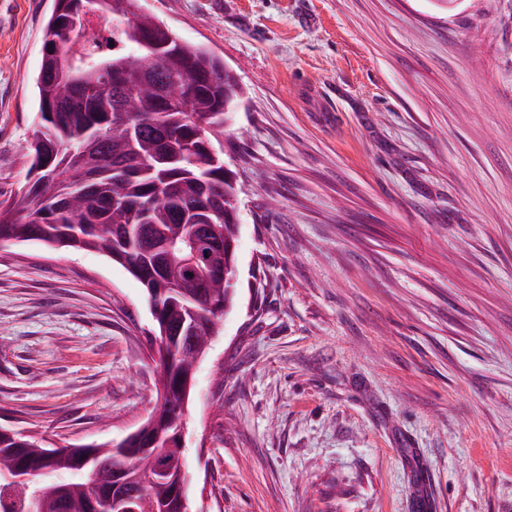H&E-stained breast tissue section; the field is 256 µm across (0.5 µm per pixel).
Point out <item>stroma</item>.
<instances>
[{
  "label": "stroma",
  "mask_w": 512,
  "mask_h": 512,
  "mask_svg": "<svg viewBox=\"0 0 512 512\" xmlns=\"http://www.w3.org/2000/svg\"><path fill=\"white\" fill-rule=\"evenodd\" d=\"M53 0H0V199ZM243 95L238 289L187 412L191 512H512V0H139ZM141 285L0 245V427L120 441L157 403Z\"/></svg>",
  "instance_id": "stroma-1"
}]
</instances>
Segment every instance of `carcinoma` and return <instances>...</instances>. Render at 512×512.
Listing matches in <instances>:
<instances>
[{"label": "carcinoma", "mask_w": 512, "mask_h": 512, "mask_svg": "<svg viewBox=\"0 0 512 512\" xmlns=\"http://www.w3.org/2000/svg\"><path fill=\"white\" fill-rule=\"evenodd\" d=\"M87 0H54L47 21L36 85L39 129L22 146L29 179L0 200V243L38 242L72 251H96L122 265L157 300L154 340L159 368L156 391L165 405L143 421L142 433H175L188 406L197 363L208 343L193 326L218 325L236 295L237 197L240 187L224 164V124L243 90L224 62L200 45L181 39L169 26L135 13L137 0H97L112 16L107 54L98 37L83 36L82 56L108 69L94 74L92 91L78 94L58 74L72 44L70 23ZM152 75L166 79L186 99L162 103L138 98L128 116L116 111L120 90ZM214 203L209 220L223 232L216 245L199 240L201 271L181 257L190 248L188 228L200 222L194 204ZM9 458L32 479L12 481L0 472L21 512H119L112 483L127 468H160L143 488L130 487L138 512H178L188 470L176 442L156 449L146 440L127 446L110 441L48 448L30 435L0 428V458Z\"/></svg>", "instance_id": "cac0c4a2"}]
</instances>
